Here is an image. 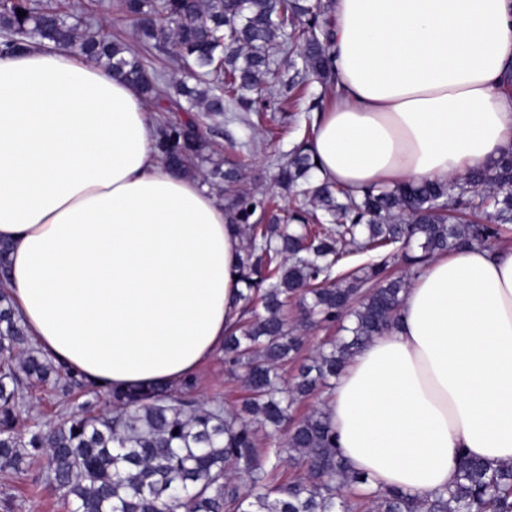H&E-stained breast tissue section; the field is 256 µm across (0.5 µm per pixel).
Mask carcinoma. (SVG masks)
<instances>
[{"mask_svg":"<svg viewBox=\"0 0 512 512\" xmlns=\"http://www.w3.org/2000/svg\"><path fill=\"white\" fill-rule=\"evenodd\" d=\"M140 51L112 37L82 11L47 0H0V54L33 44L99 62L135 85L159 109L156 149L188 174L211 160L203 119L234 114L253 127L271 104L294 103L292 79L273 55L299 58L318 82L334 81L328 0H115ZM26 15L18 16L17 10ZM165 51L182 73L166 81L146 56ZM183 111L184 119L168 112ZM277 183L302 196L286 216L275 198L243 187V166L214 163L228 222L242 238L243 307L224 336V363L237 370L246 396L239 408L195 396L197 379L106 392L112 413L86 402L53 428L25 413L38 383L66 394L97 387L36 348L0 285V471L37 468L69 512H512V464L491 467L461 456L454 485L419 499L370 486L336 446L326 414L294 416L296 404L332 380L371 339L397 321L411 276L437 255L492 247L512 223V150L449 182L400 183L358 197L312 178L317 164L302 139L277 160ZM253 211H248V208ZM262 219L251 222L253 212ZM363 252L377 259L335 271ZM402 273L394 271L398 263ZM294 305L297 320L286 311ZM353 318L346 336L325 341L293 380L282 367L304 350V330ZM292 475L278 481L276 471Z\"/></svg>","mask_w":512,"mask_h":512,"instance_id":"obj_1","label":"carcinoma"}]
</instances>
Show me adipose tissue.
<instances>
[{
  "instance_id": "obj_1",
  "label": "adipose tissue",
  "mask_w": 512,
  "mask_h": 512,
  "mask_svg": "<svg viewBox=\"0 0 512 512\" xmlns=\"http://www.w3.org/2000/svg\"><path fill=\"white\" fill-rule=\"evenodd\" d=\"M336 96L309 143L359 193L446 182L512 147V0H331ZM139 89L87 58L0 56V240L30 339L102 390L178 385L240 315L241 238L158 158ZM323 409L372 486L425 497L459 450L512 463V247L434 258Z\"/></svg>"
}]
</instances>
